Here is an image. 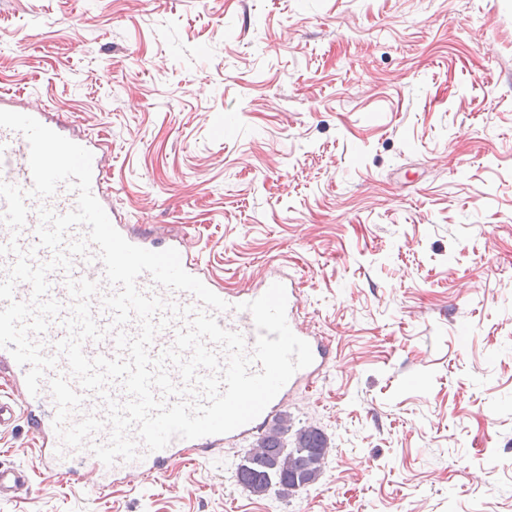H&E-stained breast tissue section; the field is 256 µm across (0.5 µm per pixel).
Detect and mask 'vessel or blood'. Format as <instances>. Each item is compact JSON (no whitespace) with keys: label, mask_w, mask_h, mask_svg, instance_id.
<instances>
[{"label":"vessel or blood","mask_w":512,"mask_h":512,"mask_svg":"<svg viewBox=\"0 0 512 512\" xmlns=\"http://www.w3.org/2000/svg\"><path fill=\"white\" fill-rule=\"evenodd\" d=\"M25 113L59 135L69 137L70 141L89 148L93 155L92 193L104 210H111L105 170V161L112 154L111 143L102 138L92 143L84 135L69 133L68 126L64 121L52 119L39 109L29 107L26 108ZM29 156V143L21 133L0 128V180L18 186L29 193L33 184ZM76 204V192L65 184L60 185L55 194L48 198H37L29 194L26 200L28 217L25 226L20 233L15 234L5 223L0 222V245L7 244L13 239L17 240L22 249L34 250L33 264L39 265L48 262L53 257L52 250L37 245L36 230L40 224L39 211L46 207L55 213L66 214L74 210ZM172 246L179 252L182 266L189 274L200 279L205 285H212V278L201 268L196 255L184 240H173ZM84 278L100 282L101 293H108V286L102 283L104 267L100 259L95 258L88 261L75 257L72 258L69 269H57L50 273L49 295L61 304L62 310L59 316L50 322L47 331L40 338L46 354L55 355L56 343L67 335L64 319L69 316L72 304L67 283ZM274 282V277L266 276L260 280L257 287L244 288L235 292L225 291L221 294V298L227 303L228 308L217 313L218 323L225 329L242 334L247 347H254L258 330L251 313L243 310L242 305L262 296ZM137 286L145 293L157 295L166 302L180 307H190L196 310L201 307L198 299L191 293L171 291L158 286L151 275L147 273L139 276ZM296 314L297 301L295 297H288L287 322L297 337L309 343L314 360L310 366L298 370L292 376L256 419L225 434L209 435L197 439L176 438L166 448L158 451L147 450L145 446L141 445L137 448L136 459L131 461L119 459L109 466L100 461L90 448L63 450L59 447L60 439L53 427L57 407L48 382L56 376L67 374L66 359L58 358L56 366L46 371L44 375L46 383L41 386L39 394L35 396L29 393L26 386V367L19 365L8 349L0 348V366L11 369L14 386L27 413L29 423L41 441L38 467L42 473L63 477L74 483L90 476L94 478L98 488L105 489L111 485L125 482L134 475L160 474L173 463L186 459L191 453L200 457H208L216 451L222 450L223 447L256 440L258 434L276 416L294 390L303 385H313L327 365L329 354L327 343L305 331L299 324ZM28 483L29 477L25 469L0 466V496L14 495L27 487Z\"/></svg>","instance_id":"vessel-or-blood-1"}]
</instances>
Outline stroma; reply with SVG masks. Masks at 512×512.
<instances>
[{"label":"stroma","mask_w":512,"mask_h":512,"mask_svg":"<svg viewBox=\"0 0 512 512\" xmlns=\"http://www.w3.org/2000/svg\"><path fill=\"white\" fill-rule=\"evenodd\" d=\"M108 136L112 205L235 291L296 282L332 356L285 405L331 452L253 496L250 446L0 512H512V0H0V90Z\"/></svg>","instance_id":"1"}]
</instances>
